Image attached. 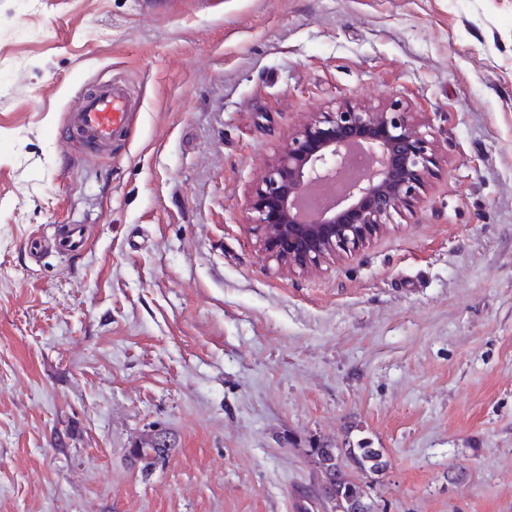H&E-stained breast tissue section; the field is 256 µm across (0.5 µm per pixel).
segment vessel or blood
<instances>
[{
    "label": "vessel or blood",
    "mask_w": 512,
    "mask_h": 512,
    "mask_svg": "<svg viewBox=\"0 0 512 512\" xmlns=\"http://www.w3.org/2000/svg\"><path fill=\"white\" fill-rule=\"evenodd\" d=\"M136 106V100L123 85L108 83L70 112L69 123L88 146L105 149L125 134L128 114ZM85 244L83 225L65 224L48 246L59 253H73Z\"/></svg>",
    "instance_id": "1"
}]
</instances>
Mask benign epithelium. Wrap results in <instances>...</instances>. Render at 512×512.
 I'll return each instance as SVG.
<instances>
[{
    "mask_svg": "<svg viewBox=\"0 0 512 512\" xmlns=\"http://www.w3.org/2000/svg\"><path fill=\"white\" fill-rule=\"evenodd\" d=\"M440 151L424 121L400 100L374 107L346 100L330 112H310L252 185L246 229L279 270L318 268L382 234L393 214L413 207ZM359 156L368 162L363 175L330 206L303 213L307 189L339 177Z\"/></svg>",
    "mask_w": 512,
    "mask_h": 512,
    "instance_id": "1",
    "label": "benign epithelium"
}]
</instances>
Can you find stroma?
Instances as JSON below:
<instances>
[{
  "label": "stroma",
  "mask_w": 512,
  "mask_h": 512,
  "mask_svg": "<svg viewBox=\"0 0 512 512\" xmlns=\"http://www.w3.org/2000/svg\"><path fill=\"white\" fill-rule=\"evenodd\" d=\"M114 80L94 153L68 112ZM348 97L442 164L278 273L247 195ZM59 224L86 247L32 256ZM359 446L373 512H512V0H0V512H331L312 451ZM137 106L127 89L118 83L104 84L69 112L77 136L93 149H107L126 133L129 112ZM171 448L161 436L154 435L141 443L138 448H132L131 454L142 470H149L162 462Z\"/></svg>",
  "instance_id": "1"
}]
</instances>
